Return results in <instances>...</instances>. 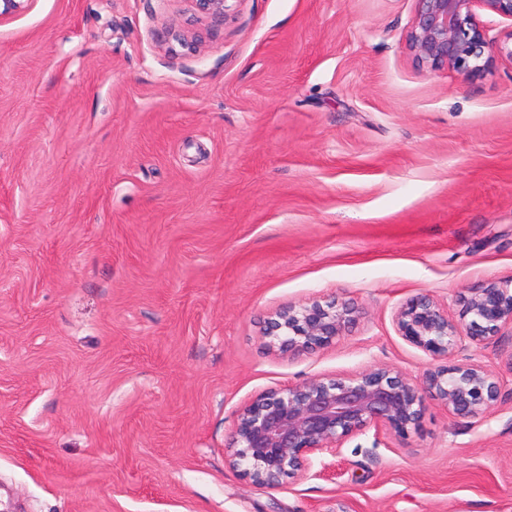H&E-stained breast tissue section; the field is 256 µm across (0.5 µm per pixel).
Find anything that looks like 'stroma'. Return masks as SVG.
Segmentation results:
<instances>
[{"instance_id": "obj_1", "label": "stroma", "mask_w": 512, "mask_h": 512, "mask_svg": "<svg viewBox=\"0 0 512 512\" xmlns=\"http://www.w3.org/2000/svg\"><path fill=\"white\" fill-rule=\"evenodd\" d=\"M416 0H31L0 19V512H512V329L451 363L506 387L425 404L259 488L225 444L258 394L420 376L405 299L512 280V20L480 74L422 63ZM359 314L303 354L268 319Z\"/></svg>"}]
</instances>
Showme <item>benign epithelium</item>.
Masks as SVG:
<instances>
[{
  "label": "benign epithelium",
  "instance_id": "obj_1",
  "mask_svg": "<svg viewBox=\"0 0 512 512\" xmlns=\"http://www.w3.org/2000/svg\"><path fill=\"white\" fill-rule=\"evenodd\" d=\"M31 0H0V18L26 11ZM198 14L223 18L229 0H187ZM410 49L434 68L479 72L489 41L474 7L512 20V0H416ZM357 310L333 299L288 306L276 313L270 345L292 354L330 345L356 319ZM404 341L427 353L430 364L415 378L388 366L346 378H311L258 395L242 407L226 445L227 462L252 484L278 488L283 479L306 476L312 459L336 455L353 438L374 431L407 439L418 431L429 399L475 423L497 409L502 384L477 363L448 364L468 341L482 344L512 326V286L488 282L461 300L458 318L428 293L406 299L395 313Z\"/></svg>",
  "mask_w": 512,
  "mask_h": 512
}]
</instances>
